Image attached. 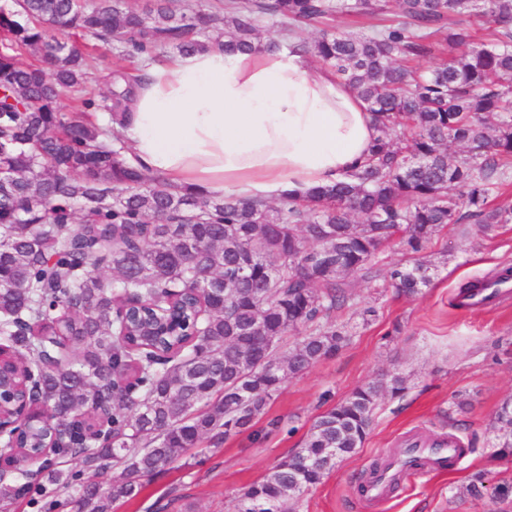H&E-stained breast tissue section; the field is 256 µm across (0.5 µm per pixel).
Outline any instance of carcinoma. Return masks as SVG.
I'll list each match as a JSON object with an SVG mask.
<instances>
[{
    "instance_id": "carcinoma-1",
    "label": "carcinoma",
    "mask_w": 512,
    "mask_h": 512,
    "mask_svg": "<svg viewBox=\"0 0 512 512\" xmlns=\"http://www.w3.org/2000/svg\"><path fill=\"white\" fill-rule=\"evenodd\" d=\"M13 3L0 8V39L12 46L0 56V406L32 397L11 437L20 452L58 442L56 459L121 473L103 486L49 461L39 483L24 473L19 485L1 483V502L51 485L75 512H112L141 493V478L251 429L288 377L337 356L352 331L335 313L352 306L354 276L379 277L381 245L406 246L410 257L384 281L413 297L434 278L422 252L449 225L492 237L512 223L511 208L488 207L512 168V0H396V19L369 33L324 30L293 45L354 89L378 135L342 180L275 204L139 170L87 113L127 111L143 70L110 72L106 92L86 96L96 67L74 37L150 62L170 47L248 52L265 15L376 19L388 0H223L222 35L217 15L190 7ZM290 332L304 336L282 352ZM405 391L394 372L330 406L298 452L239 495L236 512H290L363 447L379 401ZM495 423L497 454L512 455L511 402Z\"/></svg>"
}]
</instances>
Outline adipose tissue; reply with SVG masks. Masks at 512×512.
I'll list each match as a JSON object with an SVG mask.
<instances>
[{
    "label": "adipose tissue",
    "instance_id": "1",
    "mask_svg": "<svg viewBox=\"0 0 512 512\" xmlns=\"http://www.w3.org/2000/svg\"><path fill=\"white\" fill-rule=\"evenodd\" d=\"M146 74L116 131L137 167L208 195L305 196L341 180L377 135L349 85L300 52L209 47Z\"/></svg>",
    "mask_w": 512,
    "mask_h": 512
}]
</instances>
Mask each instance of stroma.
I'll return each mask as SVG.
<instances>
[{
    "label": "stroma",
    "mask_w": 512,
    "mask_h": 512,
    "mask_svg": "<svg viewBox=\"0 0 512 512\" xmlns=\"http://www.w3.org/2000/svg\"><path fill=\"white\" fill-rule=\"evenodd\" d=\"M437 272L415 298L397 296L356 278V309L337 312L351 323L348 344L303 375L288 378L256 421L255 434H241L197 448L162 473L146 478L140 495L113 503L112 512H235L240 492L279 460L293 454L327 404L388 372H400L407 390L383 398L362 448L304 493L293 512H512V501L473 498V473L489 485L512 483V457L497 456L494 417L512 401V297L466 311L459 287L512 267V223L495 237L476 225L448 228L442 242L425 251ZM376 315L363 322L361 309ZM280 429H272V420ZM457 437L465 453L451 469L404 481L380 501H368L357 486L371 465L409 436Z\"/></svg>",
    "instance_id": "stroma-1"
}]
</instances>
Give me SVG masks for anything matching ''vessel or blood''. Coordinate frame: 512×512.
<instances>
[{
  "instance_id": "b4317fda",
  "label": "vessel or blood",
  "mask_w": 512,
  "mask_h": 512,
  "mask_svg": "<svg viewBox=\"0 0 512 512\" xmlns=\"http://www.w3.org/2000/svg\"><path fill=\"white\" fill-rule=\"evenodd\" d=\"M510 296H512V279L507 281L485 280L473 292L474 301L482 305H491ZM457 454L458 443L452 438L435 442L420 440L417 441L415 447L397 449L389 455L390 468L381 472L367 484L364 496L371 501L381 499L391 481L401 479L407 472V462L413 456H423L430 469L441 471L445 469L448 462L454 460Z\"/></svg>"
}]
</instances>
